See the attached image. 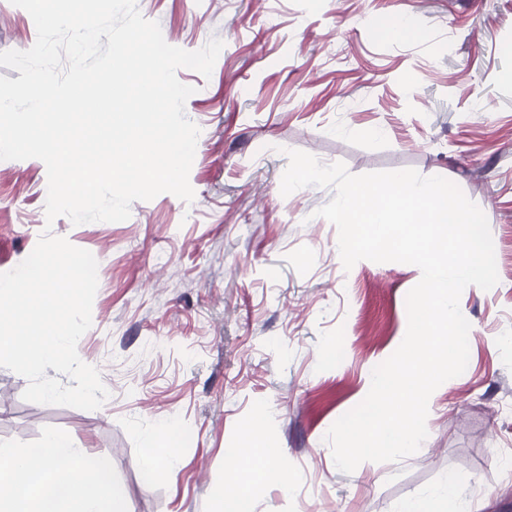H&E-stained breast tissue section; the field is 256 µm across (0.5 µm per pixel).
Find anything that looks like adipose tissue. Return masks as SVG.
I'll return each instance as SVG.
<instances>
[{"mask_svg":"<svg viewBox=\"0 0 512 512\" xmlns=\"http://www.w3.org/2000/svg\"><path fill=\"white\" fill-rule=\"evenodd\" d=\"M168 426L158 427L143 450L141 466L155 478L174 469L177 456ZM232 489L216 512H253L256 486H286L289 474L274 463V451L256 428H246L240 442L224 451ZM0 512H123L113 482L111 457L87 454L62 434H47L41 447L23 452L0 445Z\"/></svg>","mask_w":512,"mask_h":512,"instance_id":"1","label":"adipose tissue"}]
</instances>
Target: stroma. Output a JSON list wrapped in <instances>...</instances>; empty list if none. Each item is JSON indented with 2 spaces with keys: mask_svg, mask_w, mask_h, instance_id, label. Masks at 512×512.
I'll use <instances>...</instances> for the list:
<instances>
[{
  "mask_svg": "<svg viewBox=\"0 0 512 512\" xmlns=\"http://www.w3.org/2000/svg\"><path fill=\"white\" fill-rule=\"evenodd\" d=\"M170 45L223 41L211 76L182 68L200 134L194 199L131 205L122 222L47 223V170L0 161V273L44 227L98 263L92 325L77 345L109 392L85 411L25 401L0 367V445L63 433L108 454L127 512H215L224 451L262 428L291 484L268 483L254 512H398L448 475L470 512H512V0H137ZM410 16L412 29L392 22ZM31 16L0 0V52L30 49ZM355 175L411 168L455 183L485 214L499 276L467 288L465 371L431 395L428 436L396 462L334 465L325 435L368 393L402 342L412 264L344 269L320 207L330 187L280 192L287 150ZM175 421L177 466H141Z\"/></svg>",
  "mask_w": 512,
  "mask_h": 512,
  "instance_id": "1",
  "label": "stroma"
}]
</instances>
